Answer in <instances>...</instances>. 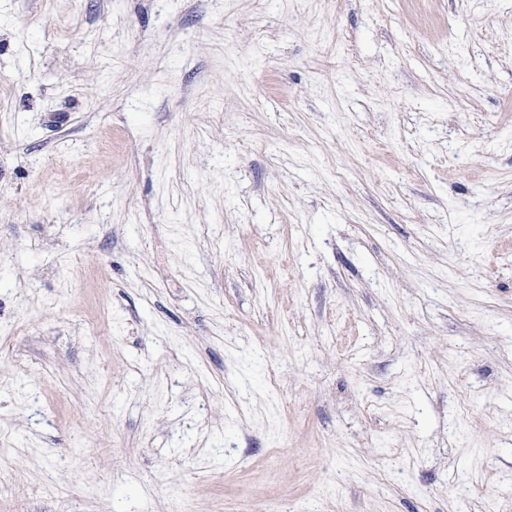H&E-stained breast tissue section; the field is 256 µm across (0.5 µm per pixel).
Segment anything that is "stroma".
Masks as SVG:
<instances>
[{
    "mask_svg": "<svg viewBox=\"0 0 512 512\" xmlns=\"http://www.w3.org/2000/svg\"><path fill=\"white\" fill-rule=\"evenodd\" d=\"M0 512H512V0H0Z\"/></svg>",
    "mask_w": 512,
    "mask_h": 512,
    "instance_id": "obj_1",
    "label": "stroma"
}]
</instances>
